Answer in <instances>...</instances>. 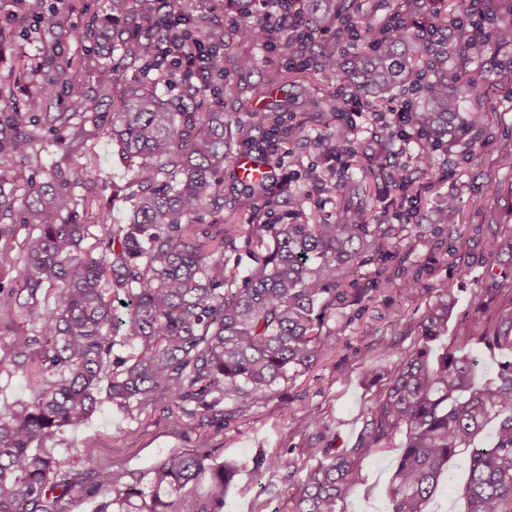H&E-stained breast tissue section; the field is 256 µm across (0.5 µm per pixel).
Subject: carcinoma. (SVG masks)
Returning a JSON list of instances; mask_svg holds the SVG:
<instances>
[{
	"mask_svg": "<svg viewBox=\"0 0 512 512\" xmlns=\"http://www.w3.org/2000/svg\"><path fill=\"white\" fill-rule=\"evenodd\" d=\"M182 17L174 40L189 46L224 42V33L203 28L186 14L187 5L164 0ZM311 21L332 33L312 42L288 38V49L303 57V67L289 69L283 80L312 70L336 80L326 101L324 130L317 138L320 157L302 176L314 171L319 193L344 194L349 166L360 165L365 181L386 192L398 193L407 219L419 216L422 185L398 162L390 145L403 141L398 131L385 134L374 153L354 136L347 109L356 101L378 122V100L405 85L411 96V125L423 144L424 162L416 172L434 186L440 180L433 155L445 152L460 161L472 159V145L491 138L492 123L483 112L463 113L460 102L474 84L463 81L485 45L471 38L465 26V0L453 12L438 7L428 15L439 51L425 49L414 28L421 24L420 0H396L389 12L366 0H296ZM252 11L235 9L230 22L238 36L261 47L277 40ZM169 15L154 23L141 22L129 5L122 27L114 18L94 19L73 33L76 40L110 34L112 50L150 75L157 64L149 55L170 37ZM356 41L365 54L344 55ZM454 56L448 69L444 60ZM185 87L180 99H166L156 89L133 87L112 109L105 134L131 165L132 179L112 190V198L129 203L124 224L111 220L108 203L84 199L83 207L97 208L102 225L92 254L83 248L88 225L74 222L78 207L75 179L50 168L47 180L30 183L23 223L36 233L26 245L20 276L26 296L0 288V321L15 309L37 326V335L22 339L14 367L33 345L40 346L42 387L31 403L18 407L0 403V512H70V495L78 488L106 486L114 497L96 512H223L236 470L231 464L214 467L210 451L198 448L171 454L148 472V490L130 482L122 469L73 472L63 468L47 446L64 427H77L95 410L100 382L108 381L107 399L127 412L174 411L197 415L224 425V397L235 401L239 413L282 379L306 373L335 348L328 322L337 310L360 306L372 292L347 280L351 270L375 266V287L400 278L401 290H420L423 269L405 267L400 233H416L419 225L395 226L363 207H344L333 216H311L302 222L268 224L259 219L255 203L277 202L274 179L246 184L237 198L239 210L254 211L253 222L224 223V164L236 148L256 150L269 170L275 169L278 143L305 136L298 122L285 123L278 112L250 109L226 112L220 108L224 92L221 64L205 75L187 69L166 74ZM123 82L108 63L99 64L104 94ZM54 83L59 107L45 117L60 132L58 143L69 150L81 147V133L71 131L72 120L103 126L96 99L87 95L68 61L59 66ZM31 120L20 112L0 118V173L7 164L31 157L37 135ZM450 218L438 216L440 230H448L450 266L464 273L469 254L458 246L461 208L443 205ZM215 217L214 232L202 227L203 215ZM473 235L490 259L512 256V231L477 224ZM243 244L254 265L243 275H226L224 254ZM124 294L125 305H114L111 294ZM430 303L417 323L409 349L397 340L372 343L384 358L398 361L381 369L365 363L361 348L354 355L364 362L370 382L386 379L384 391L368 410L357 441L348 448L322 444L329 428L313 419H295L296 428L313 430L307 448L316 461L302 481L293 512H342L339 503L360 479L359 462L385 449L399 450L389 489L388 512H425L448 460L468 453L469 476L460 490L466 512H512V279L490 272L485 288L460 310L457 289L450 281L426 289ZM496 307L493 317L484 316ZM458 312L457 344L442 343L448 320ZM129 345L127 357L114 353L117 342ZM498 356L492 376L474 382L473 346ZM495 424L493 442L481 435ZM294 467L283 453H261L253 472ZM209 473L207 504L190 496L191 486Z\"/></svg>",
	"mask_w": 512,
	"mask_h": 512,
	"instance_id": "obj_1",
	"label": "carcinoma"
}]
</instances>
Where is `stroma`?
I'll return each mask as SVG.
<instances>
[{
    "label": "stroma",
    "mask_w": 512,
    "mask_h": 512,
    "mask_svg": "<svg viewBox=\"0 0 512 512\" xmlns=\"http://www.w3.org/2000/svg\"><path fill=\"white\" fill-rule=\"evenodd\" d=\"M111 11L112 0H70L63 29L42 32L26 16L19 0H0V25L11 33L10 40L0 44V113L26 111L31 98L43 96L49 89L58 63L73 59L81 63L78 76L85 92L99 96L100 112L111 115L113 100L123 97L127 88L140 85V74L128 67L126 58L114 51L111 44L79 42L69 35L70 30L85 27L92 18ZM190 15L202 26L224 33L225 111L250 107L261 112L275 105L280 111L294 113L296 120L305 122L307 135L290 145L289 163L300 169L315 161L318 151L314 138L320 125L312 114L329 98L335 80L321 77L291 88H277L275 77L295 62V55L281 47L264 50L237 41L229 25L225 0H193ZM246 54L259 58L256 68H239L237 60ZM103 61L123 68L126 75L125 83L117 85L104 98L99 95L98 84V65ZM478 68L482 81L463 97L461 109L488 112L493 120L494 138L475 145L471 163L458 165L447 157H438L436 166L441 180L434 190L426 192L420 204L424 214L421 237L409 241L410 261L428 266L425 283L453 280L464 304L484 285L486 267L477 261L467 273L461 274L450 269L445 261L432 260L437 237L431 211L452 193L458 198L465 224H505L512 228V156L503 154L499 148L500 142L512 140V99L502 96L497 89L501 73L494 51H487ZM36 128L40 161L24 168V176L40 181L48 168L58 166L70 171L76 177L77 197L92 193L102 201L112 202L113 220L126 222V205L113 200L112 187L125 185L130 174L103 131L87 126L84 146L75 152L59 146L55 132L45 123H37ZM13 196L15 212L8 237V261L0 267V285L8 289L22 286L19 267L23 244L30 232L22 222V189H15ZM426 303L424 294L397 289L376 296L359 317L334 328L335 349L310 372L281 380L271 394L259 398L242 415L236 413L232 399H224L223 428L159 410L128 414L106 400L81 427L63 428L51 446L68 469L88 471L118 465L140 479L168 454L206 448L211 452L212 463L233 461L239 467L224 512H291L301 482L312 466L306 453L308 436L295 429L292 416L304 414L329 423L325 442L341 448L351 446L363 426L366 411L384 388L383 383L371 384L364 379L354 349L373 343L378 337L393 335L398 336L401 348H409ZM33 333L22 312H15L10 322H0V401L22 405L33 397L35 383L30 374L38 369V349L33 347L27 352L29 376L15 373L12 365L19 340ZM285 451L295 461L293 470L256 476L252 461L258 453ZM466 460V454L461 453L449 461L426 512H465V503L457 490L467 479ZM396 462L397 453L393 450L366 456L360 464V482L348 490L343 500L345 512H387L388 489Z\"/></svg>",
    "instance_id": "1"
}]
</instances>
